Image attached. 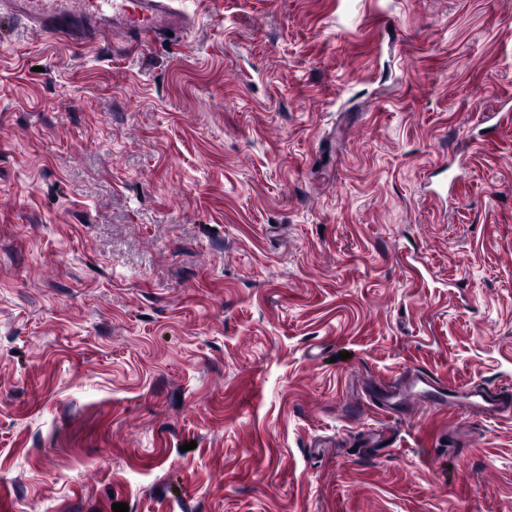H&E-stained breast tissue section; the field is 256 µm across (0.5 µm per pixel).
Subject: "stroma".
Returning <instances> with one entry per match:
<instances>
[{
  "instance_id": "35a3bbf8",
  "label": "stroma",
  "mask_w": 512,
  "mask_h": 512,
  "mask_svg": "<svg viewBox=\"0 0 512 512\" xmlns=\"http://www.w3.org/2000/svg\"><path fill=\"white\" fill-rule=\"evenodd\" d=\"M0 36V512H512V0H181ZM176 0H1L0 15L23 19L73 43L94 42L108 33L112 44L142 37L165 41L187 34L188 16ZM172 32L173 36H168ZM405 385H417L418 383H422L433 389L432 392H425L423 395L425 404L428 405H437L444 406L446 405V400L442 397V393L439 392L437 388H440V382L435 380L430 374L417 372L413 373L409 378L403 380ZM470 398H476L471 400ZM458 409L470 414L498 420H511V402L501 391L488 392L479 388L470 390L469 400L456 405Z\"/></svg>"
}]
</instances>
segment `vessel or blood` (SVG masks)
Masks as SVG:
<instances>
[{"label":"vessel or blood","instance_id":"1","mask_svg":"<svg viewBox=\"0 0 512 512\" xmlns=\"http://www.w3.org/2000/svg\"><path fill=\"white\" fill-rule=\"evenodd\" d=\"M176 0H0V15L25 20L45 33L73 43L96 41L108 33L113 44L122 45L142 37L167 40L187 33L188 16L175 5ZM407 385L424 384L425 404L445 405L439 383L430 374L417 372ZM461 409L470 414L498 420L512 418V399L504 392L472 389Z\"/></svg>","mask_w":512,"mask_h":512}]
</instances>
